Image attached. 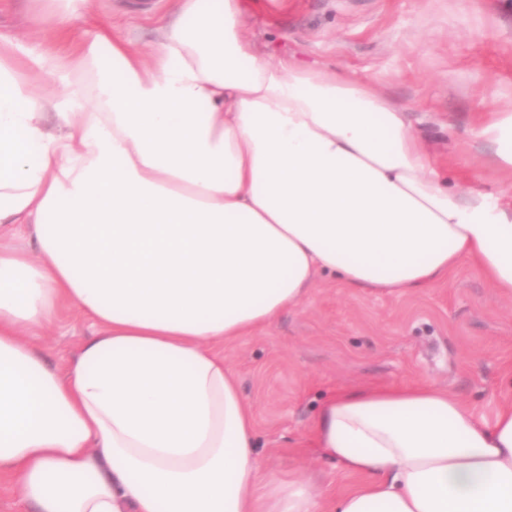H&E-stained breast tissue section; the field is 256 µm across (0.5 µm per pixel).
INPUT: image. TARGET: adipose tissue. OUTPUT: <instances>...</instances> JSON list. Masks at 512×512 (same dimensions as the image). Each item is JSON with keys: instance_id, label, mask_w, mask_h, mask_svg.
Listing matches in <instances>:
<instances>
[{"instance_id": "obj_1", "label": "adipose tissue", "mask_w": 512, "mask_h": 512, "mask_svg": "<svg viewBox=\"0 0 512 512\" xmlns=\"http://www.w3.org/2000/svg\"><path fill=\"white\" fill-rule=\"evenodd\" d=\"M242 16L178 0L149 52L102 29L65 62L0 42V479L34 512H512V401L489 422L433 384L320 403L305 440L355 489L266 468L223 343L321 274L404 293L466 263L512 297V195ZM65 310L93 331L61 375L31 337Z\"/></svg>"}]
</instances>
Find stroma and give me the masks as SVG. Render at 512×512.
<instances>
[{
	"label": "stroma",
	"mask_w": 512,
	"mask_h": 512,
	"mask_svg": "<svg viewBox=\"0 0 512 512\" xmlns=\"http://www.w3.org/2000/svg\"><path fill=\"white\" fill-rule=\"evenodd\" d=\"M245 31L271 60L374 79L405 108L410 131L462 186L512 190L495 144L476 132L512 111V0H243ZM51 0H0V38L63 56L67 43L109 27L146 49L173 13V0H88L68 38L36 28ZM91 326L64 313L41 344L64 367ZM253 406L257 441L280 475L319 473L331 495L358 477L315 459L301 437L322 398L365 385L433 383L484 419L512 399V298L471 265L422 291L384 294L319 278L308 300L251 336L224 345Z\"/></svg>",
	"instance_id": "35a3bbf8"
}]
</instances>
